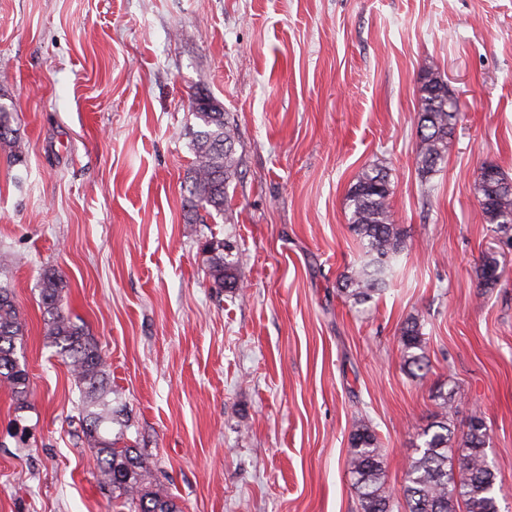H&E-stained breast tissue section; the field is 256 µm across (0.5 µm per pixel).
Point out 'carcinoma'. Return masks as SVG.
Wrapping results in <instances>:
<instances>
[{"mask_svg": "<svg viewBox=\"0 0 512 512\" xmlns=\"http://www.w3.org/2000/svg\"><path fill=\"white\" fill-rule=\"evenodd\" d=\"M198 129L193 132L188 189V223L205 224L224 216L227 187L237 175L235 129L224 118V109L210 96L191 99ZM461 109L460 101L448 99V85L428 73L420 87L418 139L414 154L417 169L427 176L438 169L448 149ZM13 115L0 104V142L16 139ZM477 199L492 231L512 241V180L503 172L486 184L475 181ZM391 180L386 168L366 166L351 186L346 207L349 225L366 260L340 276L347 297L362 305L385 290L394 263L406 246L404 234L392 218ZM226 244L210 233L206 252L207 276L212 287L235 292L241 288L234 262L224 255ZM496 255H484L478 269L480 286L493 288L501 280ZM65 288L61 274L47 272L42 279L43 335L55 355L67 364L81 396L77 405L83 445L92 449L100 486L120 499L131 512H181L170 497L144 482L140 458L130 445L119 446L112 425L119 422L120 409L112 406V383L98 342L74 323L63 306ZM25 321L12 290L0 284V385L10 390L17 408L27 403L28 372L20 363L16 342ZM404 366L412 375L429 367L425 355L422 324L417 316L403 323L399 338ZM453 394L435 396L433 420L424 429L422 445L416 448L406 471L403 491L408 512H500L495 495L496 474L488 461V433L483 419L474 415L468 431L456 437L448 423ZM349 470L360 512H393V494L385 483L384 450L374 427L360 421L350 434Z\"/></svg>", "mask_w": 512, "mask_h": 512, "instance_id": "cac0c4a2", "label": "carcinoma"}]
</instances>
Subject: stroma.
<instances>
[{"mask_svg": "<svg viewBox=\"0 0 512 512\" xmlns=\"http://www.w3.org/2000/svg\"><path fill=\"white\" fill-rule=\"evenodd\" d=\"M463 109L430 179L414 162L422 81ZM236 129L216 229L243 285L213 288L187 221L195 93ZM0 281L25 320L28 406L0 387V512H123L43 336L45 272L107 356L147 480L181 512H360L349 438L371 422L394 512L440 390L456 433L483 419L512 512V248L486 224L483 166L512 179V0H0ZM384 166L406 235L397 276L353 304L364 252L346 196ZM504 275L479 285L483 256ZM419 316L428 371L403 367Z\"/></svg>", "mask_w": 512, "mask_h": 512, "instance_id": "35a3bbf8", "label": "stroma"}]
</instances>
